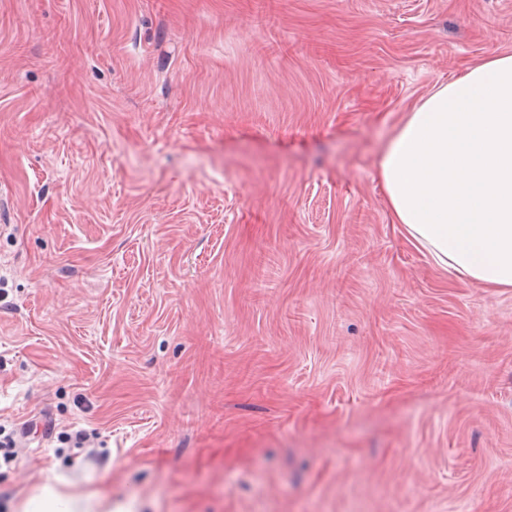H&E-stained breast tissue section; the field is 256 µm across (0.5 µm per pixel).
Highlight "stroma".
<instances>
[{
	"mask_svg": "<svg viewBox=\"0 0 512 512\" xmlns=\"http://www.w3.org/2000/svg\"><path fill=\"white\" fill-rule=\"evenodd\" d=\"M512 0H0V512H512V288L377 161ZM67 482L62 475L47 478L17 504V512H130L112 509V499L94 492H65L62 486Z\"/></svg>",
	"mask_w": 512,
	"mask_h": 512,
	"instance_id": "1",
	"label": "stroma"
}]
</instances>
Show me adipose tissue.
<instances>
[{
	"label": "adipose tissue",
	"instance_id": "adipose-tissue-1",
	"mask_svg": "<svg viewBox=\"0 0 512 512\" xmlns=\"http://www.w3.org/2000/svg\"><path fill=\"white\" fill-rule=\"evenodd\" d=\"M396 223L462 282L512 288V55L436 88L410 113L377 163ZM36 486L19 512H113L103 495Z\"/></svg>",
	"mask_w": 512,
	"mask_h": 512
}]
</instances>
